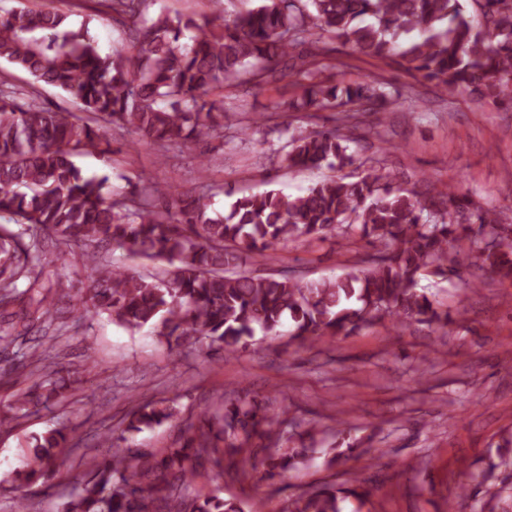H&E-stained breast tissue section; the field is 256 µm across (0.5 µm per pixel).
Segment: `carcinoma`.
I'll use <instances>...</instances> for the list:
<instances>
[{"instance_id": "1", "label": "carcinoma", "mask_w": 512, "mask_h": 512, "mask_svg": "<svg viewBox=\"0 0 512 512\" xmlns=\"http://www.w3.org/2000/svg\"><path fill=\"white\" fill-rule=\"evenodd\" d=\"M264 0L233 19H186L145 15L147 0H97V11L122 27L131 52L100 51L85 24L73 29L69 15L18 7L0 13V61L26 72L17 85L0 78V214L22 226L0 224V313L20 304L28 319L50 322L55 292L47 285L65 249H83L90 270L82 318L105 314L130 331L150 325L172 350L205 343L219 354L247 349L255 330L288 335L306 344L335 339L377 323L400 329L412 323L444 331L450 318L420 287L424 276L448 278L464 254L476 269L512 278V225L475 205L454 186L426 204L394 183L383 167L358 176H331L294 198L275 190L239 194L222 213L205 193L173 192L145 174L112 191L108 178L83 176L76 158L109 157L104 127L133 130L158 150L196 143L224 129V85H259L275 77L283 61L306 81L284 112H319L353 104L361 112L391 103L382 76L361 83L321 77L317 55L297 48L320 45L321 55L338 42L361 56L388 59L399 39H421L399 54L445 96L470 92L479 99L512 100V0H477L481 20L465 14L460 0ZM72 97L79 110H52L43 87ZM358 128L356 113L342 126L292 135L283 145L292 168H342L353 163L346 143ZM328 235H357L372 245L363 269L336 278L297 281L253 276L241 267L279 245ZM116 247L153 265L155 272L130 275L103 253ZM40 382L0 409V433L40 406L82 389L40 357ZM137 405L120 433L103 432L107 457L88 462L61 512H243L242 502L220 489L190 497L185 490L207 471L247 477L256 450L276 449L264 459L273 479L310 460V446L284 447L286 419L267 414L263 400L238 396L212 411L183 417L167 399L134 397ZM180 427L164 448H140L133 437L146 428ZM24 468L0 484L44 485L68 447L69 433L51 429L31 437ZM367 493L361 485L325 487L291 500L288 512H343L348 498Z\"/></svg>"}]
</instances>
